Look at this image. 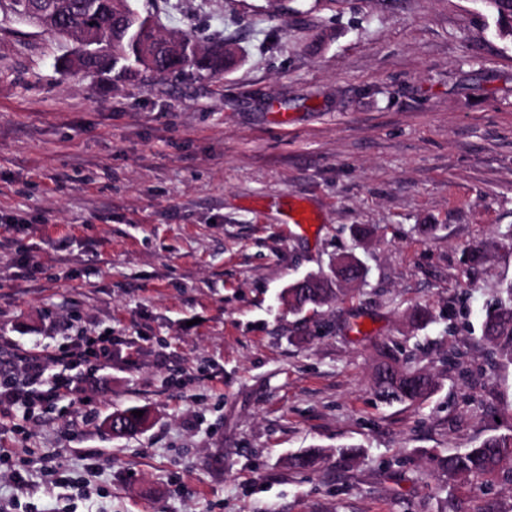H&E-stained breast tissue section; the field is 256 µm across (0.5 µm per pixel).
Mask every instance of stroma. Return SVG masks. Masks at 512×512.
<instances>
[{
    "label": "stroma",
    "instance_id": "1",
    "mask_svg": "<svg viewBox=\"0 0 512 512\" xmlns=\"http://www.w3.org/2000/svg\"><path fill=\"white\" fill-rule=\"evenodd\" d=\"M290 5L155 0L161 33L242 56L174 81L68 72L74 43L0 10V354L112 337L65 400L0 414L17 512H444L437 457L512 433V362L483 336L512 282V41L480 0ZM342 255L364 282L290 311L285 289ZM383 344L435 391L378 400ZM124 409L148 423L113 436ZM89 451L87 489L48 487ZM75 346L81 349L85 361L93 359L95 367H107L112 362L111 336H76Z\"/></svg>",
    "mask_w": 512,
    "mask_h": 512
}]
</instances>
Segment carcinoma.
Wrapping results in <instances>:
<instances>
[{
  "mask_svg": "<svg viewBox=\"0 0 512 512\" xmlns=\"http://www.w3.org/2000/svg\"><path fill=\"white\" fill-rule=\"evenodd\" d=\"M137 0H48L52 10L62 24L77 30L87 27L91 15L88 6L100 10L101 22L109 30L108 41L104 43V52L86 62L96 66L103 62L120 67L119 74L131 71H151L160 68L166 71V77L178 78L189 69L206 70L211 74H222L237 64L233 54L212 53L215 43L202 44L191 34H184L183 48L189 54L166 51L155 40L154 35L145 32L141 38L134 36L141 18L149 13V7L136 5ZM487 11L496 19L499 36L512 39V0H481ZM341 288L335 287V276H322L314 282V287L303 295L295 288H288L285 300L288 307L301 311L309 305L320 306L339 298ZM506 298L497 308L486 316L483 325L485 339L494 346L508 345L512 357V284L505 288ZM393 370V375L381 378L375 374V391L389 399V402L409 400L407 388L414 386L421 395L434 388L432 377L402 363L400 358L388 347L380 350V360L376 370ZM112 416L122 420L127 432L140 429L146 417H137L130 410L115 411ZM437 466L450 477H461L475 489H483L504 474L512 476V434L491 435L465 454L449 455L437 458Z\"/></svg>",
  "mask_w": 512,
  "mask_h": 512,
  "instance_id": "obj_1",
  "label": "carcinoma"
}]
</instances>
